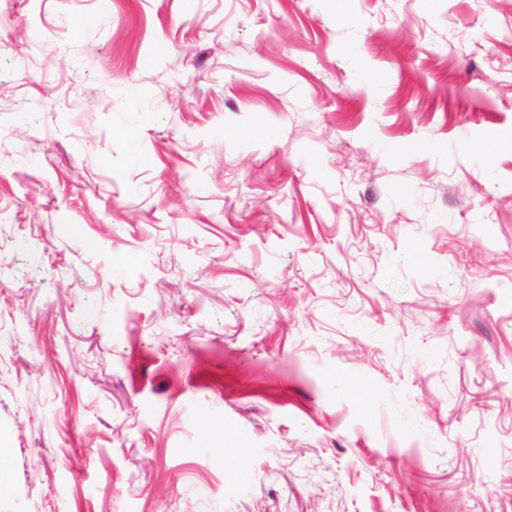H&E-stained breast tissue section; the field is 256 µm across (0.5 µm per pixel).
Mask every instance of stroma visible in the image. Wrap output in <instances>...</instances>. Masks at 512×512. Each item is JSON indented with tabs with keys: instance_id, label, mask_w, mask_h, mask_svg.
Wrapping results in <instances>:
<instances>
[{
	"instance_id": "35a3bbf8",
	"label": "stroma",
	"mask_w": 512,
	"mask_h": 512,
	"mask_svg": "<svg viewBox=\"0 0 512 512\" xmlns=\"http://www.w3.org/2000/svg\"><path fill=\"white\" fill-rule=\"evenodd\" d=\"M0 512H512V0H0Z\"/></svg>"
}]
</instances>
